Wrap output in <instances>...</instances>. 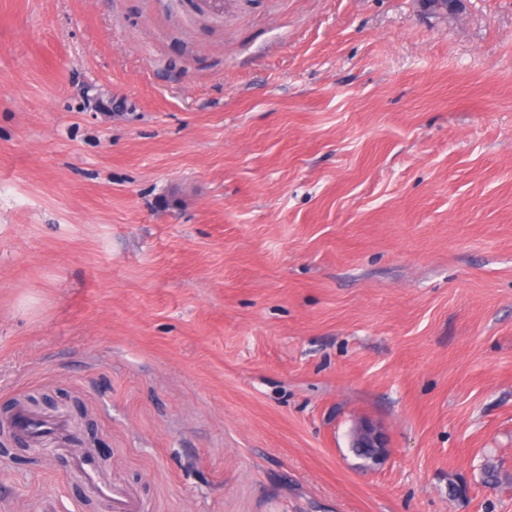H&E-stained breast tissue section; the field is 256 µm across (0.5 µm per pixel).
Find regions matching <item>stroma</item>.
<instances>
[{"instance_id": "obj_1", "label": "stroma", "mask_w": 512, "mask_h": 512, "mask_svg": "<svg viewBox=\"0 0 512 512\" xmlns=\"http://www.w3.org/2000/svg\"><path fill=\"white\" fill-rule=\"evenodd\" d=\"M45 392L146 512H512V0H0V428ZM353 448L356 455L368 463H375L373 451L370 448H384L382 438L377 430L370 424H364L357 432L356 442Z\"/></svg>"}]
</instances>
